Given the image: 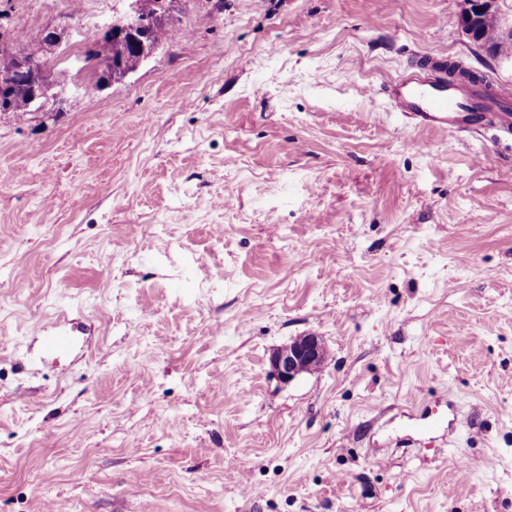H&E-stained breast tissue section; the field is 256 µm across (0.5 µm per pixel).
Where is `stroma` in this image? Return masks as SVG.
I'll list each match as a JSON object with an SVG mask.
<instances>
[{"label": "stroma", "instance_id": "obj_1", "mask_svg": "<svg viewBox=\"0 0 512 512\" xmlns=\"http://www.w3.org/2000/svg\"><path fill=\"white\" fill-rule=\"evenodd\" d=\"M464 6L176 0L86 96L129 0H0L15 53L69 25L66 101L0 115V512H512V141L383 92L417 56L512 84ZM154 0H142L143 2V10L144 14L147 17H153V15L158 11L160 17H154V21H145L146 26L143 28L144 34H139V30L134 32V29L128 27V25L123 23V19L112 24L106 26V32L110 35H117L123 37L127 34L124 40H118L112 36V40L108 36V33L105 32L103 36L95 41L94 45V54L99 59L101 64H105L107 67L112 65V79L98 70L97 79L98 84L101 88H104L111 81H119L126 77L128 74L135 72L141 64L144 62V58H149L158 48L155 45L161 46L167 41H169L174 32V25L169 14L170 8H167L166 1L167 0H157L159 7L165 10L162 11L161 8H157L156 6H152V2ZM137 36H145L148 41L153 43L154 45L147 44L144 41H141L142 47V56L141 52L138 50L135 43H133V39H130L128 34H131L134 39ZM113 74H115V78H113ZM98 84H89L85 93H93L98 91ZM325 357L319 336L305 335L277 348L270 358L272 372L284 382L319 367Z\"/></svg>", "mask_w": 512, "mask_h": 512}]
</instances>
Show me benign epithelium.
<instances>
[{
  "label": "benign epithelium",
  "instance_id": "1",
  "mask_svg": "<svg viewBox=\"0 0 512 512\" xmlns=\"http://www.w3.org/2000/svg\"><path fill=\"white\" fill-rule=\"evenodd\" d=\"M467 7L461 16V28L467 38L475 45L491 53H499L500 47L512 43V30L503 33L492 11V0H466ZM65 28L52 26L45 29L46 42L33 56L37 57L39 67H30L22 56L12 52L9 45L0 39V59L14 61L7 68L0 67V112L8 111L6 102L8 88L20 74L32 82L35 100L38 101L37 112L46 110L52 100L62 101V92L50 80L45 56L53 53L59 46ZM325 357L324 343L321 338L305 335L277 348L270 358L272 372L282 381L290 382L297 376L319 367Z\"/></svg>",
  "mask_w": 512,
  "mask_h": 512
}]
</instances>
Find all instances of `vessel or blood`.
Masks as SVG:
<instances>
[{"mask_svg": "<svg viewBox=\"0 0 512 512\" xmlns=\"http://www.w3.org/2000/svg\"><path fill=\"white\" fill-rule=\"evenodd\" d=\"M385 93L393 110L419 129L512 130V86L450 84L444 55L414 58Z\"/></svg>", "mask_w": 512, "mask_h": 512, "instance_id": "obj_1", "label": "vessel or blood"}]
</instances>
